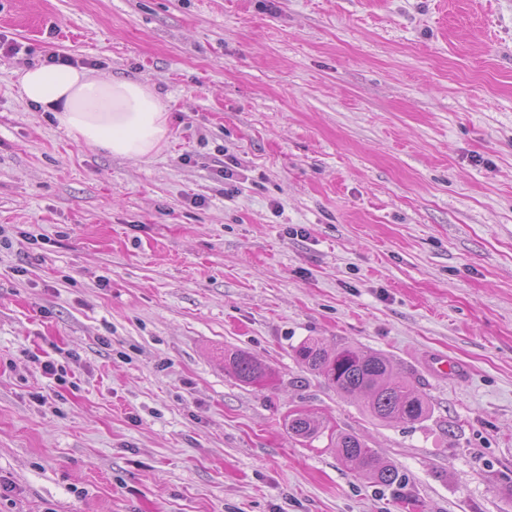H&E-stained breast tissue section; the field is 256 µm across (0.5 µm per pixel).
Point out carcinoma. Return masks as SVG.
<instances>
[{
    "instance_id": "cac0c4a2",
    "label": "carcinoma",
    "mask_w": 512,
    "mask_h": 512,
    "mask_svg": "<svg viewBox=\"0 0 512 512\" xmlns=\"http://www.w3.org/2000/svg\"><path fill=\"white\" fill-rule=\"evenodd\" d=\"M295 353L304 368L323 376L338 393L360 397L365 412L378 421L415 424L431 413L427 397L400 375L382 352L348 344L328 350L318 341L307 339ZM224 365L238 381L247 385L263 381L270 373L267 365L243 352L225 355ZM288 433L296 439L316 438L324 433L323 421L312 413H296L288 419ZM330 442L340 457L367 479L382 485L397 481L396 470L379 462L375 450L364 438L338 432L330 435Z\"/></svg>"
}]
</instances>
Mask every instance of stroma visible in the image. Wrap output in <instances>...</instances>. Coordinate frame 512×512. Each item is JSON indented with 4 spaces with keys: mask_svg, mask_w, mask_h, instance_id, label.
I'll use <instances>...</instances> for the list:
<instances>
[{
    "mask_svg": "<svg viewBox=\"0 0 512 512\" xmlns=\"http://www.w3.org/2000/svg\"><path fill=\"white\" fill-rule=\"evenodd\" d=\"M0 35V512H512V0H0ZM55 54L150 85L162 149L28 104ZM310 338L430 416L371 418ZM295 353L304 368L323 376L338 393L361 397L365 412L378 421L415 424L431 413L427 397L382 352L348 344L328 350L307 339ZM224 365L238 381L247 385L263 381L270 373L267 365L243 352H232L225 355ZM323 421L315 414L299 412L288 419V433L296 439L308 440L324 433ZM330 442L340 457L367 479L382 485H392L397 481L396 470L390 464L380 463L375 450L364 438L353 433L336 432L330 435Z\"/></svg>",
    "mask_w": 512,
    "mask_h": 512,
    "instance_id": "obj_1",
    "label": "stroma"
}]
</instances>
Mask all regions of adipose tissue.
<instances>
[{
  "label": "adipose tissue",
  "mask_w": 512,
  "mask_h": 512,
  "mask_svg": "<svg viewBox=\"0 0 512 512\" xmlns=\"http://www.w3.org/2000/svg\"><path fill=\"white\" fill-rule=\"evenodd\" d=\"M18 82L27 102L54 113L75 140L111 154L140 159L157 152L168 114L147 85L103 79L67 64L23 69Z\"/></svg>",
  "instance_id": "1"
}]
</instances>
